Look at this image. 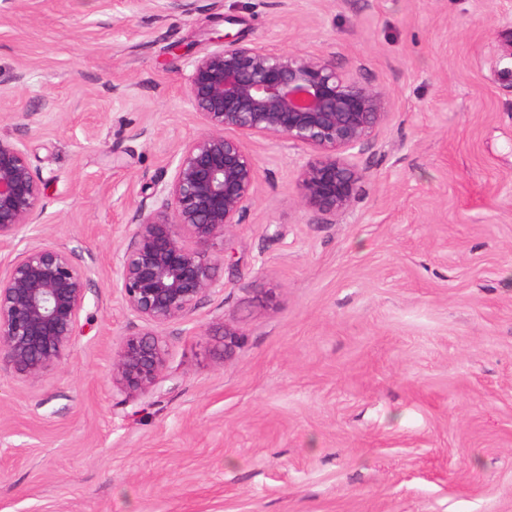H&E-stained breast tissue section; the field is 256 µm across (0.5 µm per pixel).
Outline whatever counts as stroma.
<instances>
[{
	"label": "stroma",
	"mask_w": 512,
	"mask_h": 512,
	"mask_svg": "<svg viewBox=\"0 0 512 512\" xmlns=\"http://www.w3.org/2000/svg\"><path fill=\"white\" fill-rule=\"evenodd\" d=\"M218 31L327 56L389 115L336 216L301 206L302 149L246 139L224 290L132 397L112 252L203 128L183 88ZM0 139L46 183L22 239L92 269L62 367L0 366V512H512V0H0Z\"/></svg>",
	"instance_id": "1"
}]
</instances>
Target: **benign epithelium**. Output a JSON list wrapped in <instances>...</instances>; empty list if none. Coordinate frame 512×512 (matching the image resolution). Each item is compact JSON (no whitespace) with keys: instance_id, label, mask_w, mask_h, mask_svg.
<instances>
[{"instance_id":"7a95c632","label":"benign epithelium","mask_w":512,"mask_h":512,"mask_svg":"<svg viewBox=\"0 0 512 512\" xmlns=\"http://www.w3.org/2000/svg\"><path fill=\"white\" fill-rule=\"evenodd\" d=\"M185 96L203 130L180 146L171 178L136 204L130 244L112 252V288L147 327L125 336L110 359L112 383L131 396L162 381L167 350L157 330L190 320L204 298L224 290V236L258 190L244 139H286L306 149L300 203L334 216L361 190L350 151L364 147L388 116L384 91L330 58L274 52L228 33L190 62ZM44 199L23 143L0 140V247L12 255L0 270V362L33 380L64 364L91 273L74 251L38 237L15 244L40 223Z\"/></svg>"}]
</instances>
